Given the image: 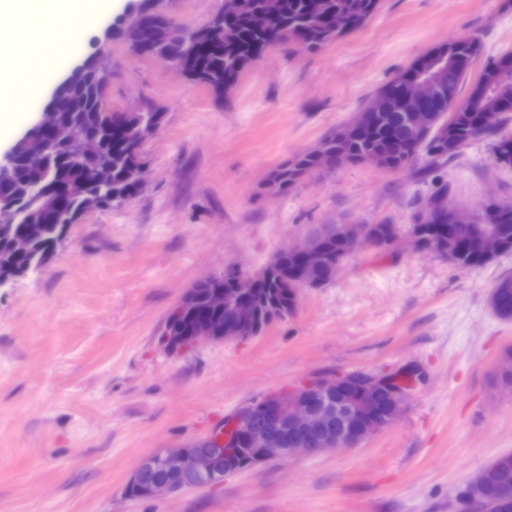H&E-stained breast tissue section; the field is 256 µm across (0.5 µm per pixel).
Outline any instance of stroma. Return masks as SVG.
Instances as JSON below:
<instances>
[{"label": "stroma", "instance_id": "obj_1", "mask_svg": "<svg viewBox=\"0 0 512 512\" xmlns=\"http://www.w3.org/2000/svg\"><path fill=\"white\" fill-rule=\"evenodd\" d=\"M141 0H93L84 42L112 60L105 105L164 112L141 147L147 183L71 225L40 273L0 288V512H458L457 494L512 453V395L494 381L512 319L489 303L512 254L476 269L400 247L353 253L329 285L259 337L165 349L181 292L233 265L254 272L321 224L411 223L413 169L349 165L267 194L273 171L350 123L435 46L469 36L512 51V0H381L318 49L272 47L227 93L136 54L122 29ZM20 16L0 12V84L21 77ZM53 81L0 104V152L36 121ZM449 202L512 201V168L477 142L441 174ZM422 364L398 420L359 447L273 460L157 499L125 487L140 461L210 434L243 405L325 373Z\"/></svg>", "mask_w": 512, "mask_h": 512}]
</instances>
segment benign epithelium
Returning a JSON list of instances; mask_svg holds the SVG:
<instances>
[{
  "instance_id": "7a95c632",
  "label": "benign epithelium",
  "mask_w": 512,
  "mask_h": 512,
  "mask_svg": "<svg viewBox=\"0 0 512 512\" xmlns=\"http://www.w3.org/2000/svg\"><path fill=\"white\" fill-rule=\"evenodd\" d=\"M162 3L163 0H149L126 30L136 31L151 22L159 24L173 21L161 8ZM181 52V59L169 63V66L186 78L197 76L193 51L184 47ZM457 64L459 60L449 54L432 55L410 77L411 86L419 91L431 88L437 84L443 70ZM88 68L106 78L111 76L109 66L103 62V55L85 59L56 87L50 102L42 108V115L46 116L53 111L61 89ZM380 103L381 100L376 99L372 107L358 113L347 125L348 130L358 131L367 126L373 120ZM479 127L490 137L499 135L502 130V113L482 112ZM42 128L55 142L73 150L74 170L52 199L43 198L42 190L37 186L31 187L29 194L54 211H69L70 223L76 224L86 214L84 210L68 209V202L78 185L88 178L104 188L111 182V171L107 167L90 172L82 168L83 134L79 129H57L47 122L42 123ZM414 129L418 135L437 130L447 150L455 146L452 128L428 113L416 115ZM21 151L27 152L32 167L43 169L47 166L43 150L33 146L30 139L23 138L0 156V181L10 175L13 159ZM511 214L512 207H504L491 199L479 212L473 213L443 208L438 196L429 195L421 201L413 224L409 225L404 234L397 232L381 238L371 232L368 224L340 225V258L344 259L360 249L383 251L404 237L414 250L426 251L450 262L456 251L453 242L445 241L440 233L441 225H455L465 232L475 248L483 249L491 240L492 225ZM283 254L297 261L294 268L283 270L295 295H300L305 288L317 287L314 271L326 261V253L318 241L309 238L283 251ZM254 279L255 274L242 272L234 287H220L213 292L211 302L214 307L235 312L234 319L224 324L214 320L194 319L195 287L186 289L176 303L175 316L164 328L165 347L176 353L204 341L231 342L260 335L255 325L254 307L245 297L247 289L253 287ZM410 390L411 387L399 383L395 374L353 371L343 376H323L291 390L271 392L237 411L232 420L238 429L235 440L228 443L221 436L209 434L177 450L152 454L134 472L125 493L132 498L154 499L202 484L218 485L228 475L255 468L271 459L311 456L326 449L356 448L397 419ZM381 398L386 399L387 406L380 405ZM337 420L344 423L346 430L335 436L327 432V428ZM309 433L319 435L315 448L307 447L306 435ZM155 463L162 466L172 479L141 482L143 470Z\"/></svg>"
}]
</instances>
